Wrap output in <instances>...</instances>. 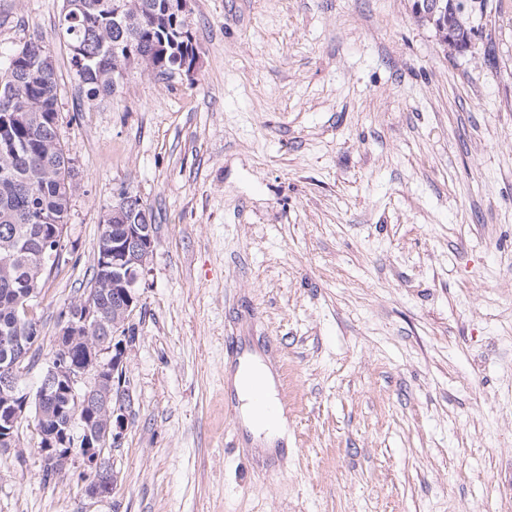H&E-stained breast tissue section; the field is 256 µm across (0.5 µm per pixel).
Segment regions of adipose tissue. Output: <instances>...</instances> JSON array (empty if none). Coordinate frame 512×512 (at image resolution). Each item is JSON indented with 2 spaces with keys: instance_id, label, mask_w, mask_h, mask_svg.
Segmentation results:
<instances>
[{
  "instance_id": "adipose-tissue-1",
  "label": "adipose tissue",
  "mask_w": 512,
  "mask_h": 512,
  "mask_svg": "<svg viewBox=\"0 0 512 512\" xmlns=\"http://www.w3.org/2000/svg\"><path fill=\"white\" fill-rule=\"evenodd\" d=\"M226 381L240 402L241 417L253 437V446L262 454L273 452L276 443L286 434V420L281 415L265 418L252 404L254 386H261L268 396H275L276 382L272 371L260 357L253 355L227 369Z\"/></svg>"
}]
</instances>
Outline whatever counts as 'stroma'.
Instances as JSON below:
<instances>
[{
	"mask_svg": "<svg viewBox=\"0 0 512 512\" xmlns=\"http://www.w3.org/2000/svg\"><path fill=\"white\" fill-rule=\"evenodd\" d=\"M469 53L412 0H192L193 78L88 101L62 0H0V57L55 60L80 188L34 309L41 354L91 275L106 205L151 209L111 499L46 483L31 419L0 512H506L512 505V0ZM279 365L288 449L238 447L229 340Z\"/></svg>",
	"mask_w": 512,
	"mask_h": 512,
	"instance_id": "1",
	"label": "stroma"
}]
</instances>
